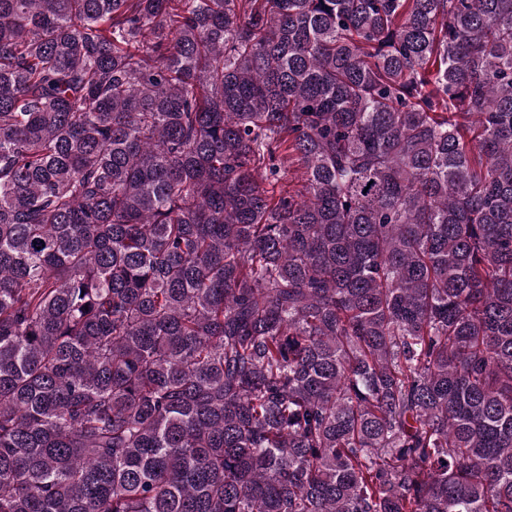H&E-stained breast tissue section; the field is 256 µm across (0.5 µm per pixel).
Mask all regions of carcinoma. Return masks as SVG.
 <instances>
[{
	"mask_svg": "<svg viewBox=\"0 0 512 512\" xmlns=\"http://www.w3.org/2000/svg\"><path fill=\"white\" fill-rule=\"evenodd\" d=\"M0 512H512V0H0Z\"/></svg>",
	"mask_w": 512,
	"mask_h": 512,
	"instance_id": "carcinoma-1",
	"label": "carcinoma"
}]
</instances>
